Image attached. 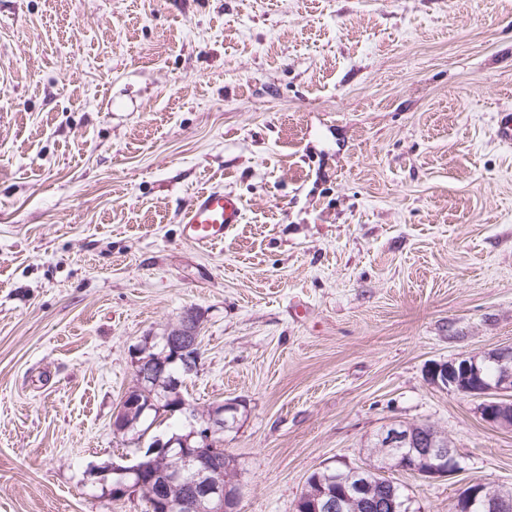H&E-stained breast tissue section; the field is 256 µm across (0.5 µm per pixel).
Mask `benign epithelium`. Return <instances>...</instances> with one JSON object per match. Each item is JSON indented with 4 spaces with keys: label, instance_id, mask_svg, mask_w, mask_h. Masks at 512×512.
<instances>
[{
    "label": "benign epithelium",
    "instance_id": "1",
    "mask_svg": "<svg viewBox=\"0 0 512 512\" xmlns=\"http://www.w3.org/2000/svg\"><path fill=\"white\" fill-rule=\"evenodd\" d=\"M197 310L188 308L182 314L179 324L170 330L163 340L167 351L161 354H147L143 346L134 348L132 364L136 386L153 387L157 400L146 407L127 394L115 417L131 414L137 410L157 411V420L165 414L162 408L170 406L185 411L190 405L180 392L181 379L167 374L168 367L181 362L183 375L197 369L201 356L199 328L193 327ZM493 361L498 365L495 382L486 383L481 378L478 361ZM431 383L442 390L453 391L467 397L481 399L478 411L482 419L497 429L512 428V347L500 348L482 358H461L433 365L429 372ZM241 403L225 401L212 406L197 420L190 434L169 437L155 435L143 455L131 465L112 464V470L135 475L137 478L151 476L159 480V486L166 489L184 484L189 473L192 480L189 490L177 501H165L163 512H228V507L237 506L240 489L234 480L225 476L224 448L218 437L224 433V413L237 412ZM378 447L385 449L387 465L376 475L367 477L368 469L352 468L354 492L367 496L374 483L392 485L391 471L410 473L422 480L447 477L461 470L459 455L446 440L433 437L422 443L414 426L391 425L382 430ZM310 501L313 512H343V500L336 490L319 485L311 491L304 487L297 502Z\"/></svg>",
    "mask_w": 512,
    "mask_h": 512
}]
</instances>
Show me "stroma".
Wrapping results in <instances>:
<instances>
[{
	"instance_id": "1",
	"label": "stroma",
	"mask_w": 512,
	"mask_h": 512,
	"mask_svg": "<svg viewBox=\"0 0 512 512\" xmlns=\"http://www.w3.org/2000/svg\"><path fill=\"white\" fill-rule=\"evenodd\" d=\"M512 0H0V512H146L101 493L136 433L132 349L201 312L181 388L242 404L238 512L379 466L426 423L462 469L393 473L414 512L512 491V430L431 384L512 346ZM206 189L241 224L203 249ZM242 220V204L232 193L210 189L199 193L183 221V232L199 247L224 241V235ZM483 485L484 484L482 483H473L464 488L459 494L456 501L457 510L460 511L461 506L466 504L467 508L465 509V511H469L470 505L477 501L479 491L483 487ZM485 488V499L478 500L477 503L472 506L470 512H489L487 511V508L485 506L486 501L493 500L503 494H509L493 487L486 486Z\"/></svg>"
}]
</instances>
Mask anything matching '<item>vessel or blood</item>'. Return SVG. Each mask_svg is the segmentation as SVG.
I'll use <instances>...</instances> for the list:
<instances>
[{"label": "vessel or blood", "mask_w": 512, "mask_h": 512, "mask_svg": "<svg viewBox=\"0 0 512 512\" xmlns=\"http://www.w3.org/2000/svg\"><path fill=\"white\" fill-rule=\"evenodd\" d=\"M242 220V204L233 194L210 189L199 193L183 221V231L193 244L206 247L222 242Z\"/></svg>", "instance_id": "b4317fda"}]
</instances>
